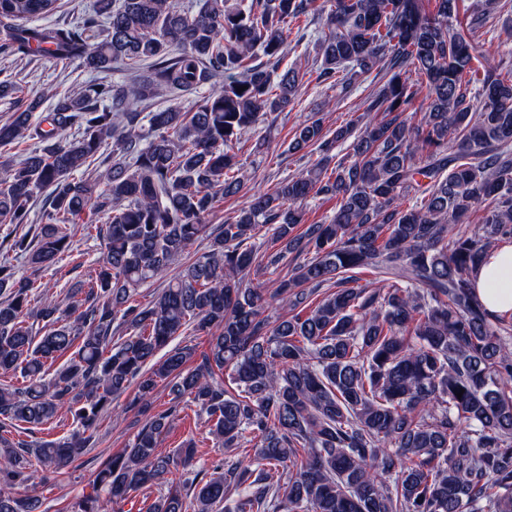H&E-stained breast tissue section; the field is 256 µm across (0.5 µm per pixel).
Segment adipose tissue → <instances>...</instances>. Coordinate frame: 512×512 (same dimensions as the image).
I'll use <instances>...</instances> for the list:
<instances>
[{"instance_id":"1","label":"adipose tissue","mask_w":512,"mask_h":512,"mask_svg":"<svg viewBox=\"0 0 512 512\" xmlns=\"http://www.w3.org/2000/svg\"><path fill=\"white\" fill-rule=\"evenodd\" d=\"M476 294L496 315L512 317V244L488 252L473 276Z\"/></svg>"}]
</instances>
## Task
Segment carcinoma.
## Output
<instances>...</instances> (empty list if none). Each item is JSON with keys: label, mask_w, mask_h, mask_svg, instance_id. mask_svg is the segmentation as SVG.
<instances>
[{"label": "carcinoma", "mask_w": 512, "mask_h": 512, "mask_svg": "<svg viewBox=\"0 0 512 512\" xmlns=\"http://www.w3.org/2000/svg\"><path fill=\"white\" fill-rule=\"evenodd\" d=\"M434 2L95 0L79 24L42 27L58 0H0V34L19 58L131 76L39 116L44 95L0 79V99L25 103L0 123V150L42 143L5 161L0 179V224H28L36 240L0 241V372L22 378L0 383V512H40L38 496L15 495L38 479L32 460L69 465L113 397L134 386L131 406L145 413L163 380L172 405L69 512H109L178 468L179 453L158 445L184 400L229 454L191 501L171 488L149 512H512L509 322L472 284L492 242L512 238V71L474 66L488 14L512 0L474 8L464 28L453 24L460 0ZM303 17L322 22L315 53L282 70ZM378 68L388 79L365 100L361 132L357 120L299 125L288 151L318 160L206 223L244 191L236 146L294 105L306 76L347 89ZM163 89L196 98L144 113ZM422 91L419 117L408 109ZM310 197L335 210L303 228ZM86 212L103 246L87 282L60 299L48 282L15 278L9 253L37 273L57 265ZM471 216L474 229L457 227ZM203 237L209 250L189 259ZM177 264L165 288L136 299ZM283 264L274 298L287 313L273 319L251 276ZM363 270L375 278L361 285ZM189 328L210 336L199 360L173 344ZM62 409L71 438H12Z\"/></svg>", "instance_id": "1"}]
</instances>
